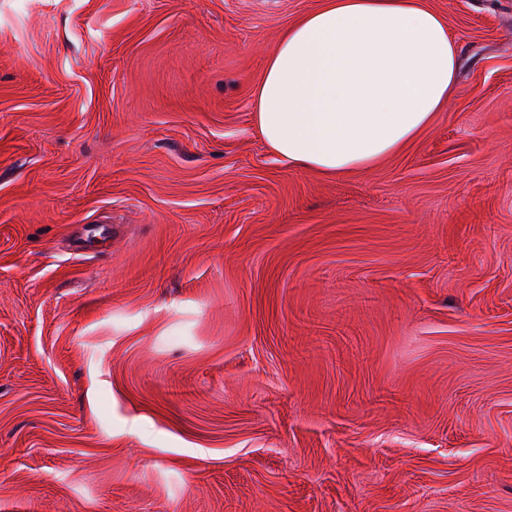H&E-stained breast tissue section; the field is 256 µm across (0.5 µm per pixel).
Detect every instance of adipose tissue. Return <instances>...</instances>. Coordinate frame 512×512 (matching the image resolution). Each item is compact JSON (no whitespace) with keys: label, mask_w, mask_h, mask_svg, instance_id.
I'll return each mask as SVG.
<instances>
[{"label":"adipose tissue","mask_w":512,"mask_h":512,"mask_svg":"<svg viewBox=\"0 0 512 512\" xmlns=\"http://www.w3.org/2000/svg\"><path fill=\"white\" fill-rule=\"evenodd\" d=\"M458 49L426 0H321L287 25L254 93L266 144L336 174L416 139L455 90Z\"/></svg>","instance_id":"ef3b65f1"}]
</instances>
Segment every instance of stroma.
I'll use <instances>...</instances> for the list:
<instances>
[{"label": "stroma", "mask_w": 512, "mask_h": 512, "mask_svg": "<svg viewBox=\"0 0 512 512\" xmlns=\"http://www.w3.org/2000/svg\"><path fill=\"white\" fill-rule=\"evenodd\" d=\"M320 0H0V512H512V0L445 111L263 142Z\"/></svg>", "instance_id": "obj_1"}]
</instances>
